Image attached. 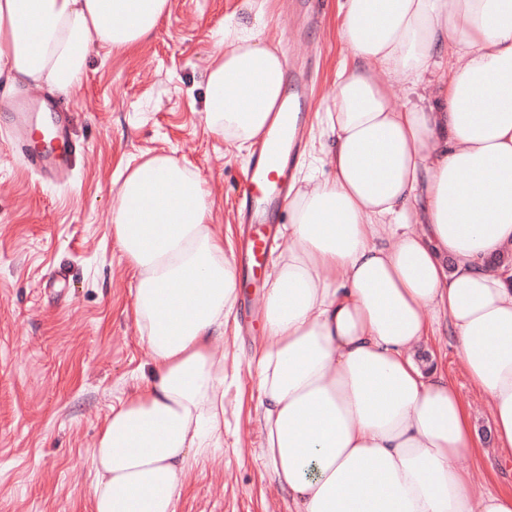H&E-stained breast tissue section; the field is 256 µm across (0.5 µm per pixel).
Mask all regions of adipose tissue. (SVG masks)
Returning a JSON list of instances; mask_svg holds the SVG:
<instances>
[{
  "label": "adipose tissue",
  "mask_w": 512,
  "mask_h": 512,
  "mask_svg": "<svg viewBox=\"0 0 512 512\" xmlns=\"http://www.w3.org/2000/svg\"><path fill=\"white\" fill-rule=\"evenodd\" d=\"M272 0L224 20L205 124L236 150L279 123L288 62ZM169 0H0V86L69 96L92 50L146 43ZM351 59L310 133L330 173L290 187L264 299L262 458L297 512H512L458 467L480 436L455 386L413 350L453 332L512 457V0H343ZM412 102L396 105L389 83ZM213 201L166 154L118 162L111 222L152 370L94 448L93 512H176L187 474L224 443V339L239 288Z\"/></svg>",
  "instance_id": "1"
}]
</instances>
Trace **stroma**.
<instances>
[{
    "instance_id": "1",
    "label": "stroma",
    "mask_w": 512,
    "mask_h": 512,
    "mask_svg": "<svg viewBox=\"0 0 512 512\" xmlns=\"http://www.w3.org/2000/svg\"><path fill=\"white\" fill-rule=\"evenodd\" d=\"M242 0H170L152 38L122 56L90 54L68 99L78 151L67 175L27 167L10 136L12 95H0V512H93L87 460L118 399L135 394L150 360L139 342L133 284L112 232V177L122 159L166 153L187 161L214 200L224 250L240 262L238 195L251 151L227 150L207 130L202 74L215 35ZM285 0L269 22L286 59L309 60L311 124L344 55L338 0ZM270 277L242 282L230 328L239 383L224 397V445L188 475L177 512H293L262 465L255 375L267 344ZM438 366L453 380L482 449L461 467L512 490V458L496 455L484 398L465 375L453 336L436 337Z\"/></svg>"
}]
</instances>
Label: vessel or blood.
Instances as JSON below:
<instances>
[{
	"label": "vessel or blood",
	"mask_w": 512,
	"mask_h": 512,
	"mask_svg": "<svg viewBox=\"0 0 512 512\" xmlns=\"http://www.w3.org/2000/svg\"><path fill=\"white\" fill-rule=\"evenodd\" d=\"M11 111L17 144L26 146L39 124L32 116L33 108L27 101L19 98L13 102ZM297 111L295 103H286L282 123L256 146L243 175L239 203L244 221L250 226V233L243 244L246 271L250 274L256 273L264 265L271 248V238L267 232L269 216L288 196L290 166L301 146L300 132L295 127ZM65 113L60 101H53L49 105L48 114L41 124L51 130L54 144L27 153L29 167L52 171L69 166L77 146L69 136Z\"/></svg>",
	"instance_id": "b4317fda"
}]
</instances>
